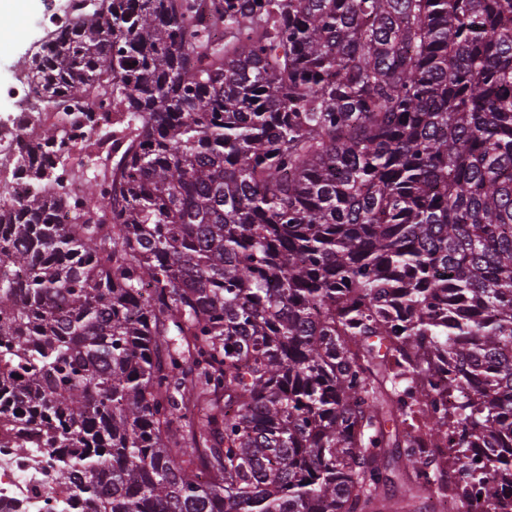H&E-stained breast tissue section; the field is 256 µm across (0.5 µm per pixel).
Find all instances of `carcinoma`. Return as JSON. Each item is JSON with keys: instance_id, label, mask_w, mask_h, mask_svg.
I'll list each match as a JSON object with an SVG mask.
<instances>
[{"instance_id": "obj_1", "label": "carcinoma", "mask_w": 512, "mask_h": 512, "mask_svg": "<svg viewBox=\"0 0 512 512\" xmlns=\"http://www.w3.org/2000/svg\"><path fill=\"white\" fill-rule=\"evenodd\" d=\"M21 75L0 448L96 512H502L512 0H84Z\"/></svg>"}]
</instances>
